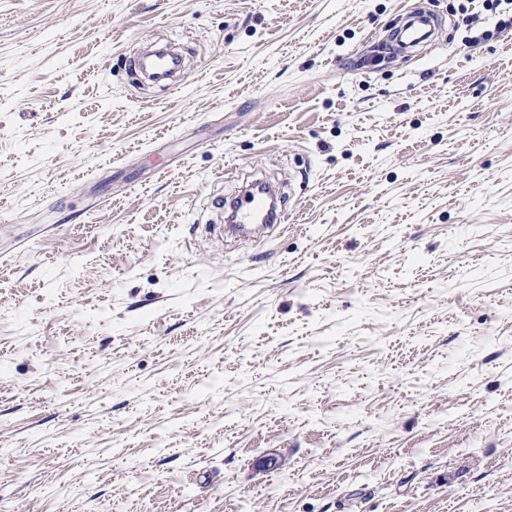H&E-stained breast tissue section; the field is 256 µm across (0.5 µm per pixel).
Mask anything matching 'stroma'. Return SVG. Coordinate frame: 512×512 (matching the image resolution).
I'll return each mask as SVG.
<instances>
[{
	"label": "stroma",
	"instance_id": "35a3bbf8",
	"mask_svg": "<svg viewBox=\"0 0 512 512\" xmlns=\"http://www.w3.org/2000/svg\"><path fill=\"white\" fill-rule=\"evenodd\" d=\"M0 512H512V5L0 0ZM235 211V224L247 228L257 224L264 213L265 203L260 196L249 194L229 204Z\"/></svg>",
	"mask_w": 512,
	"mask_h": 512
}]
</instances>
